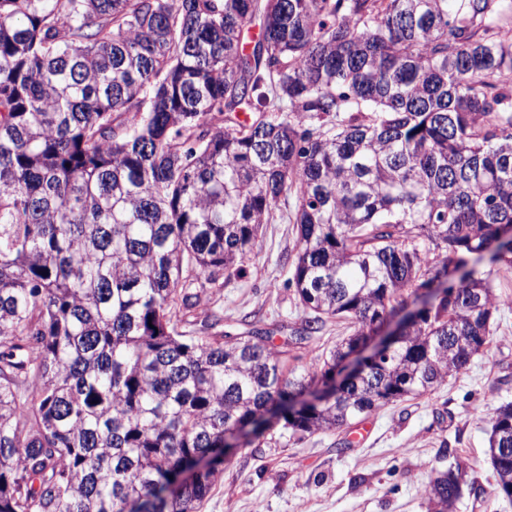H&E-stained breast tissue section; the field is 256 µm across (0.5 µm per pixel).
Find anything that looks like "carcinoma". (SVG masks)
<instances>
[{"label":"carcinoma","instance_id":"obj_1","mask_svg":"<svg viewBox=\"0 0 512 512\" xmlns=\"http://www.w3.org/2000/svg\"><path fill=\"white\" fill-rule=\"evenodd\" d=\"M506 20L512 0H0V512H198L224 433L285 448L467 369L499 306L476 254L512 267ZM290 195L299 326L182 329ZM330 319L351 333L288 367ZM488 423L511 500L512 400ZM470 485L435 470L430 512ZM380 338L377 341V338ZM374 338L373 340L369 341L363 348L359 349L356 353H358L359 356L352 361L351 363L344 365V367L341 369L340 374L343 373L342 378L336 383V389H340L348 380L351 379L353 375H355L358 371H360L363 366L365 365L366 360L371 357L374 353L382 349L385 344H382V341L384 340L385 336H378ZM371 348V353L369 355H364V352ZM374 352V353H373ZM355 353V354H356ZM373 353V354H372ZM372 354V355H371ZM360 362V363H359Z\"/></svg>","mask_w":512,"mask_h":512}]
</instances>
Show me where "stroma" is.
Returning <instances> with one entry per match:
<instances>
[{
    "label": "stroma",
    "instance_id": "1",
    "mask_svg": "<svg viewBox=\"0 0 512 512\" xmlns=\"http://www.w3.org/2000/svg\"><path fill=\"white\" fill-rule=\"evenodd\" d=\"M296 231L287 218L264 225L241 276L205 285L195 331L211 314L230 330L300 323L303 308L289 285ZM500 305L489 348L432 392L372 413L365 440L352 428L289 441L284 448H240L198 512H429L424 489L442 449L455 451L474 489L454 512H512V501L489 502L495 476L486 454L487 427L502 397H512V268L480 264Z\"/></svg>",
    "mask_w": 512,
    "mask_h": 512
}]
</instances>
